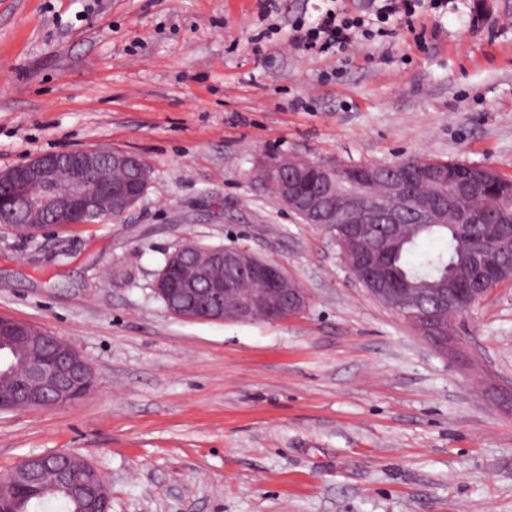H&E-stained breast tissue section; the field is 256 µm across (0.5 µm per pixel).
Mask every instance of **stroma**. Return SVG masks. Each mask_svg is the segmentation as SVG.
I'll use <instances>...</instances> for the list:
<instances>
[{
    "instance_id": "35a3bbf8",
    "label": "stroma",
    "mask_w": 512,
    "mask_h": 512,
    "mask_svg": "<svg viewBox=\"0 0 512 512\" xmlns=\"http://www.w3.org/2000/svg\"><path fill=\"white\" fill-rule=\"evenodd\" d=\"M0 0V171L125 151L149 186L116 221L0 224V316L71 341L76 402L0 412V475L69 452L112 512H512V282L444 354L254 179L265 155L408 157L512 178V0H422L350 50L286 41L328 3ZM280 263L279 321L185 320L153 292L183 240Z\"/></svg>"
}]
</instances>
